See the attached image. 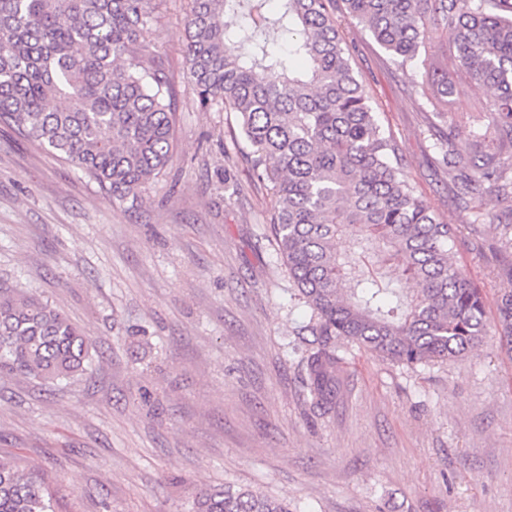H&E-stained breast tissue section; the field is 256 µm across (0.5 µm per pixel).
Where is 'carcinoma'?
<instances>
[{
    "instance_id": "1",
    "label": "carcinoma",
    "mask_w": 512,
    "mask_h": 512,
    "mask_svg": "<svg viewBox=\"0 0 512 512\" xmlns=\"http://www.w3.org/2000/svg\"><path fill=\"white\" fill-rule=\"evenodd\" d=\"M191 0L187 77L198 106L234 112L268 223L312 339L299 360L314 408L336 403L339 342L417 366L458 358L487 335L481 289L450 261L461 235L418 195L397 140L379 124L351 65L340 17L397 65L423 70L416 92L442 127L432 149L464 193L512 195V0ZM249 23L224 26V14ZM152 0H0V126L135 207L169 165L178 93L149 40ZM449 30L457 71L491 90L492 130L471 128L469 172L448 128L453 73L429 53ZM348 249L336 251V239ZM512 344V287L498 306ZM91 339L18 288H0V372L54 384L87 374ZM50 476L0 458V512H56ZM191 512H289L259 491L208 489Z\"/></svg>"
}]
</instances>
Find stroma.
Masks as SVG:
<instances>
[{
    "instance_id": "obj_1",
    "label": "stroma",
    "mask_w": 512,
    "mask_h": 512,
    "mask_svg": "<svg viewBox=\"0 0 512 512\" xmlns=\"http://www.w3.org/2000/svg\"><path fill=\"white\" fill-rule=\"evenodd\" d=\"M187 3L153 2L179 110L172 161L137 208L0 127V287L47 301L98 352L62 386L0 375V455L50 473L62 512H187L200 488L229 484L290 512H512V347L497 326L512 211L487 197L474 222L432 150L416 69L343 21L418 194L464 228L452 260L482 290L488 334L464 360L415 367L349 348L335 406L313 409L298 366L310 313L234 113L201 110L186 81ZM489 97L457 78L449 124L486 123Z\"/></svg>"
}]
</instances>
